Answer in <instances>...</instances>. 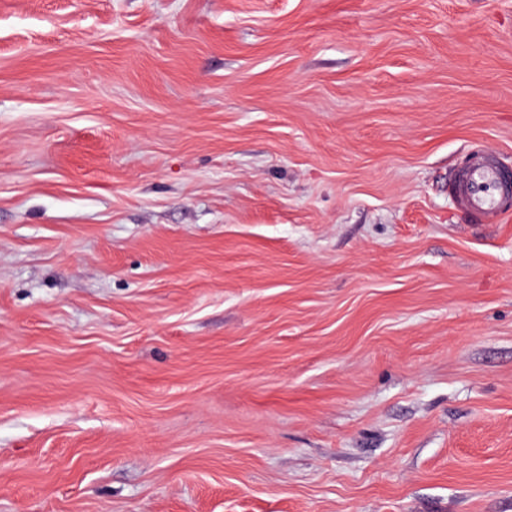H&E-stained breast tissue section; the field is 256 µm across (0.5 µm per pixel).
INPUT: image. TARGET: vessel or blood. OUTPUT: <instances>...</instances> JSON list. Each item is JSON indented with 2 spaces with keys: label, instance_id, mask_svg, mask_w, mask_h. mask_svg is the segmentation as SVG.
Masks as SVG:
<instances>
[{
  "label": "vessel or blood",
  "instance_id": "b4317fda",
  "mask_svg": "<svg viewBox=\"0 0 512 512\" xmlns=\"http://www.w3.org/2000/svg\"><path fill=\"white\" fill-rule=\"evenodd\" d=\"M448 188L474 222L492 224L512 217V170L486 150L474 151Z\"/></svg>",
  "mask_w": 512,
  "mask_h": 512
}]
</instances>
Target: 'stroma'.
<instances>
[{
    "instance_id": "35a3bbf8",
    "label": "stroma",
    "mask_w": 512,
    "mask_h": 512,
    "mask_svg": "<svg viewBox=\"0 0 512 512\" xmlns=\"http://www.w3.org/2000/svg\"><path fill=\"white\" fill-rule=\"evenodd\" d=\"M512 0H0V512H512ZM448 188L477 224L512 217V171L486 150L474 151L466 166L451 177Z\"/></svg>"
}]
</instances>
